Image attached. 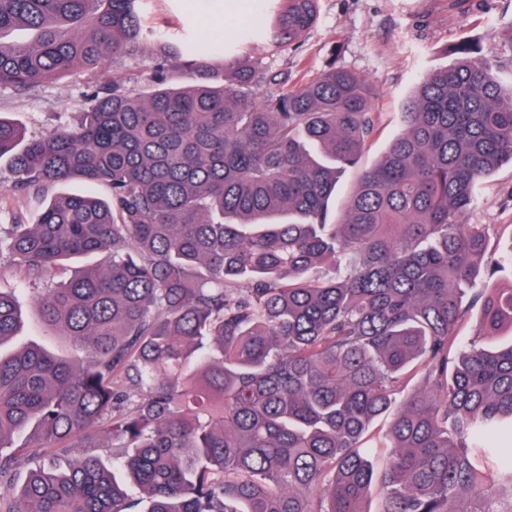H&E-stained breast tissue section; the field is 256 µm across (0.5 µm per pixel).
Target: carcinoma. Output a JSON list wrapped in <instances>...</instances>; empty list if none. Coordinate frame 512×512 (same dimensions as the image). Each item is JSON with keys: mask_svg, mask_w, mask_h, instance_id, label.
<instances>
[{"mask_svg": "<svg viewBox=\"0 0 512 512\" xmlns=\"http://www.w3.org/2000/svg\"><path fill=\"white\" fill-rule=\"evenodd\" d=\"M142 2L0 0V88L156 45L153 90L112 74L71 132L28 139L0 118L11 189L79 178L108 192L56 195L34 223L0 225V257L30 280L102 256L35 299L80 358L0 351V512H366L377 481L381 512H512L493 499L512 504V450L487 441L512 429V343L460 349L454 332L471 291L483 336L512 330V287L473 291L512 255L489 259L487 225L463 221L512 161L498 60L464 41L428 73L331 220L336 181L377 124L366 80L332 66L259 100L262 61L155 36ZM173 68L186 86H168ZM336 259L342 279L317 273ZM20 323L0 291V346ZM105 431L129 449L125 480L84 456L13 487L29 457Z\"/></svg>", "mask_w": 512, "mask_h": 512, "instance_id": "1", "label": "carcinoma"}]
</instances>
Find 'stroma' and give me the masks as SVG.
<instances>
[{
  "mask_svg": "<svg viewBox=\"0 0 512 512\" xmlns=\"http://www.w3.org/2000/svg\"><path fill=\"white\" fill-rule=\"evenodd\" d=\"M318 24L288 47L269 52L261 41L248 44L250 55L262 59L268 79L262 91L298 87L329 66L359 74L372 89L370 107L379 121L357 167L347 169L336 190L332 213H339L358 182L361 169L371 166L401 133L400 112L418 82L431 70L455 63L453 48L466 40L481 41L494 53L502 35L512 30V0H321ZM279 0H152L144 13L147 28L164 32L189 30L204 49L220 53L225 29L251 31L263 26ZM154 46L146 44L134 56L105 62L119 72L128 89L149 83ZM98 74L78 71L54 83L17 92L0 90V117L39 138L73 130L79 123ZM14 175L0 160V225L29 224L42 205L41 196L16 193ZM479 203L469 212V224L492 228L487 249L495 255L512 252V164L504 163L478 189ZM42 284L23 278L9 259L0 258V290L15 296L23 327L17 343L38 342L63 356L75 348L40 320L34 298Z\"/></svg>",
  "mask_w": 512,
  "mask_h": 512,
  "instance_id": "obj_1",
  "label": "stroma"
}]
</instances>
